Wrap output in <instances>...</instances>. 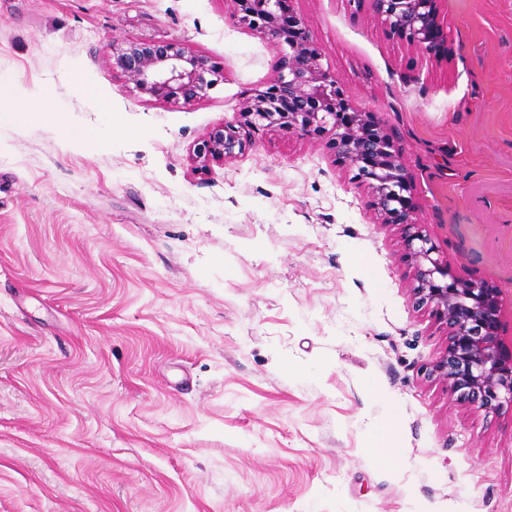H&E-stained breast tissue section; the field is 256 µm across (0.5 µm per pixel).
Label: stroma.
<instances>
[{
    "instance_id": "stroma-1",
    "label": "stroma",
    "mask_w": 512,
    "mask_h": 512,
    "mask_svg": "<svg viewBox=\"0 0 512 512\" xmlns=\"http://www.w3.org/2000/svg\"><path fill=\"white\" fill-rule=\"evenodd\" d=\"M292 7L393 132L452 271L499 289L511 342L512 0H441L440 60L351 0ZM141 39L224 79L143 95L110 65ZM277 58L231 0H0V108L55 103L0 123V512H512V407L430 376L448 336L368 186L273 129L194 171ZM54 111L51 104L50 94L47 90L33 93L22 98L16 106L8 113L10 122L15 120H34L43 112Z\"/></svg>"
}]
</instances>
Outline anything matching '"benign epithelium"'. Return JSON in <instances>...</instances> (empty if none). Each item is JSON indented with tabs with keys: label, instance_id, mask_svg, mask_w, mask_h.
Instances as JSON below:
<instances>
[{
	"label": "benign epithelium",
	"instance_id": "obj_1",
	"mask_svg": "<svg viewBox=\"0 0 512 512\" xmlns=\"http://www.w3.org/2000/svg\"><path fill=\"white\" fill-rule=\"evenodd\" d=\"M367 4L385 31L433 56L447 51L440 0H355ZM234 14L279 48L275 76L245 99L239 124L212 128L192 151L205 174L213 161H231L250 146L246 130L278 128L325 139L336 161L354 172L372 192L370 206L401 230L405 257L414 269L411 296L448 332V346L430 375L448 386L460 403L496 412L512 404V346L500 336V291L490 283L459 277L448 262L433 257L436 246L415 220L413 185L393 134L372 112L356 109L347 88L322 64L305 18L290 0H232ZM113 68L139 90L157 99L200 97L224 68L207 64L177 41H128L113 52Z\"/></svg>",
	"mask_w": 512,
	"mask_h": 512
}]
</instances>
